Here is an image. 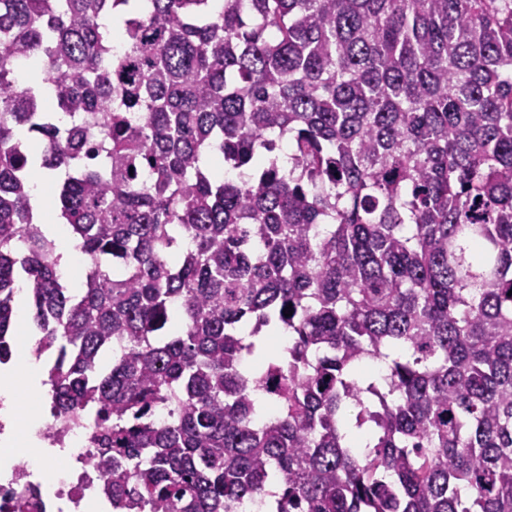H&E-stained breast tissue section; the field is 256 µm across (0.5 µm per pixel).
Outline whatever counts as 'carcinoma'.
Wrapping results in <instances>:
<instances>
[{
    "label": "carcinoma",
    "mask_w": 512,
    "mask_h": 512,
    "mask_svg": "<svg viewBox=\"0 0 512 512\" xmlns=\"http://www.w3.org/2000/svg\"><path fill=\"white\" fill-rule=\"evenodd\" d=\"M20 282L112 512H512V0H0Z\"/></svg>",
    "instance_id": "cac0c4a2"
}]
</instances>
